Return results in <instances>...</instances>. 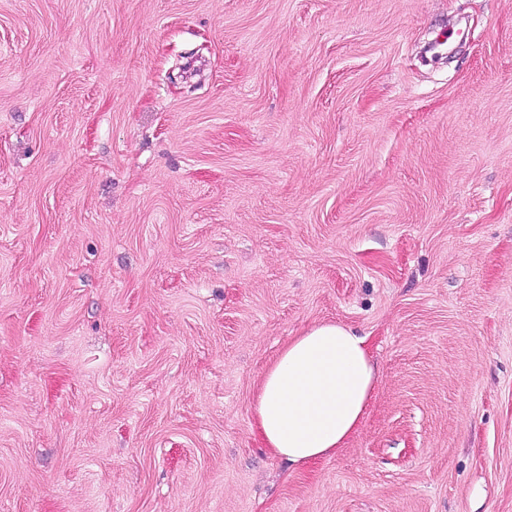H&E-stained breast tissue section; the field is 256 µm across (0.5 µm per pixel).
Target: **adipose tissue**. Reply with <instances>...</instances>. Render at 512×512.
I'll return each instance as SVG.
<instances>
[{"label": "adipose tissue", "instance_id": "1", "mask_svg": "<svg viewBox=\"0 0 512 512\" xmlns=\"http://www.w3.org/2000/svg\"><path fill=\"white\" fill-rule=\"evenodd\" d=\"M376 382L365 337L338 323L311 327L280 350L259 386L265 447L295 464L332 456L361 426Z\"/></svg>", "mask_w": 512, "mask_h": 512}]
</instances>
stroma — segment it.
<instances>
[{"label": "stroma", "mask_w": 512, "mask_h": 512, "mask_svg": "<svg viewBox=\"0 0 512 512\" xmlns=\"http://www.w3.org/2000/svg\"><path fill=\"white\" fill-rule=\"evenodd\" d=\"M321 322L378 380L296 465ZM0 512H512V0H0ZM376 382L365 337L338 323L311 327L280 350L259 386L265 447L295 464L332 456L361 426Z\"/></svg>", "instance_id": "1"}]
</instances>
